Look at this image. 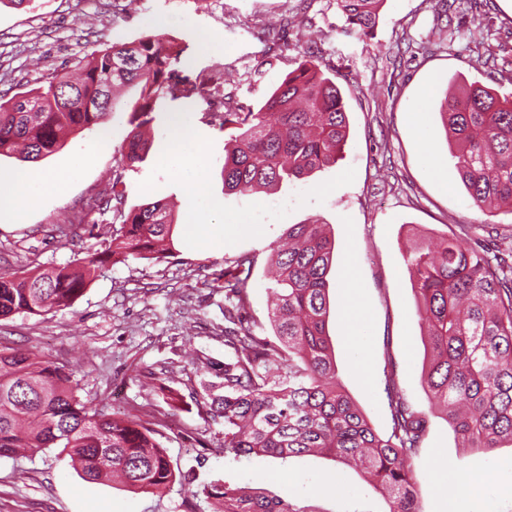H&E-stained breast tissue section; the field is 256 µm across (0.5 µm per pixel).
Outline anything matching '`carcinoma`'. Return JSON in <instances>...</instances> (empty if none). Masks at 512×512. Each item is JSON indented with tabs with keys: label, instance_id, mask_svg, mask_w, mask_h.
I'll use <instances>...</instances> for the list:
<instances>
[{
	"label": "carcinoma",
	"instance_id": "obj_1",
	"mask_svg": "<svg viewBox=\"0 0 512 512\" xmlns=\"http://www.w3.org/2000/svg\"><path fill=\"white\" fill-rule=\"evenodd\" d=\"M386 0H336L345 32L365 41ZM184 49L164 34L113 43L79 61L73 77L50 73L46 85L0 101V156L36 162L56 153L67 133L100 128L112 118L114 91L139 90L121 163L134 171L152 142L144 128L159 100L208 94V82L182 75ZM336 67L302 50V61L258 110L226 105L219 127L236 130L224 142V190L248 195L333 167L342 157L349 117ZM445 131L457 144L456 171L474 206L512 209V98L478 82L441 102ZM121 223L81 270L37 266L0 274V318L40 315L70 307L88 280L108 263L165 258L175 253V204L150 200L117 210ZM462 244L455 234L423 241L407 266L417 316L427 328L430 358L423 381L431 402L465 447L489 454L512 442V262ZM336 258L326 225L292 224L273 248L269 321L273 336L247 320L254 257L240 254L224 267V361H202L195 403L224 419V455L283 461L320 454L355 465L388 499L389 512H423L413 466L428 414L391 380L386 393L391 431L378 434L336 376L328 332V279ZM65 366L33 351H0V457L60 448L92 483L114 476L145 493L161 494L176 475L155 431L130 414L108 413L78 395ZM212 512H294L287 501L220 480L202 485Z\"/></svg>",
	"mask_w": 512,
	"mask_h": 512
}]
</instances>
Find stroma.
Instances as JSON below:
<instances>
[{
	"instance_id": "obj_1",
	"label": "stroma",
	"mask_w": 512,
	"mask_h": 512,
	"mask_svg": "<svg viewBox=\"0 0 512 512\" xmlns=\"http://www.w3.org/2000/svg\"><path fill=\"white\" fill-rule=\"evenodd\" d=\"M439 10L438 0H386L373 35L362 42L342 33L336 0H27L18 9L0 0L2 96L43 86L48 74L74 67L103 44L156 32L181 43L190 77L220 75L225 98L257 108L298 66L307 34L314 51L340 68L350 127L335 167L247 196L224 192L228 134L201 98L162 101L149 158L137 172L119 162L138 97L134 88L119 98L106 127L69 135L52 156L38 162L0 157V272L83 266L118 221L115 211L95 207L113 180L125 183L129 208L175 199V254L113 266L66 310L0 319V349L32 350L74 369L82 400L139 416L156 430L174 470L193 476L160 495L135 492L86 482L68 455L47 448L0 458V512H204L194 491L214 480L262 489L296 512H388V501L358 471L328 458L219 454L224 421L198 411L192 398L198 379L188 350L203 359L224 357L225 260L254 256L248 312L258 334H271L266 270L272 248L289 225L312 220L330 225L336 240L328 331L341 382L379 433L390 430V378L429 417L414 465L423 512H512V447L488 455L460 447L424 390L427 348L404 261L411 234H452L462 224L466 246L492 238L512 243L511 212L472 205L437 113L461 74L512 94V0H474L444 18ZM289 17L294 25L284 26ZM278 25L285 28L281 40L262 39L263 29ZM178 113L192 125L182 149L204 156V172L172 153L167 119ZM90 149L95 160L87 164ZM48 174L63 181L62 190L44 193L22 214L4 207L17 180L38 186ZM200 180L205 187L188 205L186 188ZM273 198L290 205L269 224L258 210ZM59 224L77 231L68 245L56 237ZM195 224L223 225L224 235L202 241L190 234ZM352 296L365 312L355 323L344 306ZM167 378L182 395L174 408L159 389ZM463 472L482 474V495L441 491L443 481Z\"/></svg>"
}]
</instances>
